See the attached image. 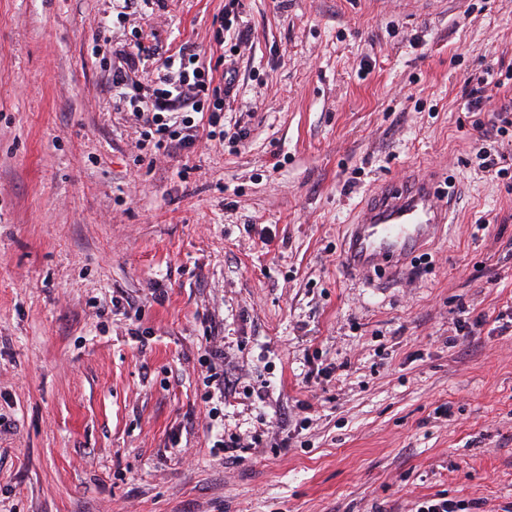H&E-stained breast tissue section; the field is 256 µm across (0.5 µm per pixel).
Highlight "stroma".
I'll return each mask as SVG.
<instances>
[{"instance_id":"stroma-1","label":"stroma","mask_w":512,"mask_h":512,"mask_svg":"<svg viewBox=\"0 0 512 512\" xmlns=\"http://www.w3.org/2000/svg\"><path fill=\"white\" fill-rule=\"evenodd\" d=\"M227 2L153 0L96 53L110 0H0V512H512V173L474 155L512 120V0H242L238 50ZM135 28L233 60L244 143L137 149ZM419 167L455 221L365 280L355 208ZM204 363L207 368V375L203 377L204 393L202 398L205 403L213 400L216 393L220 394V398L224 397V348L216 343L209 347L207 354L204 356Z\"/></svg>"}]
</instances>
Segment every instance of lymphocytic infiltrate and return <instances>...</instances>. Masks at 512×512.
Returning <instances> with one entry per match:
<instances>
[{
	"instance_id": "lymphocytic-infiltrate-1",
	"label": "lymphocytic infiltrate",
	"mask_w": 512,
	"mask_h": 512,
	"mask_svg": "<svg viewBox=\"0 0 512 512\" xmlns=\"http://www.w3.org/2000/svg\"><path fill=\"white\" fill-rule=\"evenodd\" d=\"M120 55L124 64L112 71V94L142 122L140 149L159 152L174 143L188 148L202 134L211 141L246 140L247 131L242 126L229 133L219 129L236 86L232 64L216 68L193 46H183L162 60L150 87L145 88L131 78L129 70L151 57L150 46L137 41L128 44ZM218 77L223 87H214Z\"/></svg>"
}]
</instances>
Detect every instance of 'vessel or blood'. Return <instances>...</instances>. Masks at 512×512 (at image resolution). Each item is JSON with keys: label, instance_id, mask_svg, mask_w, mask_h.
Wrapping results in <instances>:
<instances>
[{"label": "vessel or blood", "instance_id": "b4317fda", "mask_svg": "<svg viewBox=\"0 0 512 512\" xmlns=\"http://www.w3.org/2000/svg\"><path fill=\"white\" fill-rule=\"evenodd\" d=\"M452 219V206L430 170H414L382 185L351 224L342 261L369 275L401 273L413 253L424 248Z\"/></svg>", "mask_w": 512, "mask_h": 512}]
</instances>
